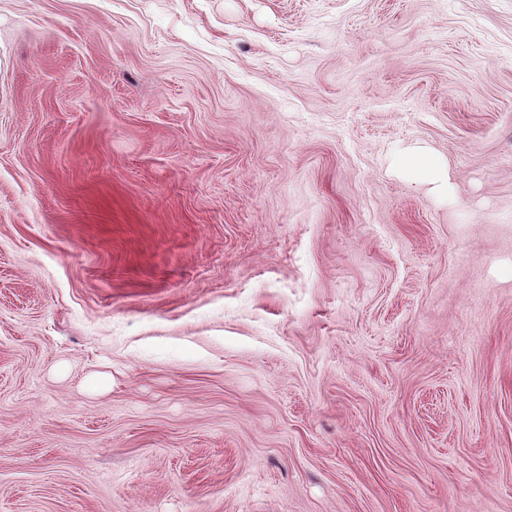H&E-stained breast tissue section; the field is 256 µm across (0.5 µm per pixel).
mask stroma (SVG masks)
<instances>
[{
  "mask_svg": "<svg viewBox=\"0 0 512 512\" xmlns=\"http://www.w3.org/2000/svg\"><path fill=\"white\" fill-rule=\"evenodd\" d=\"M0 512H512V0H0ZM400 163L425 182L434 185L436 190H447V170L444 164L433 154L422 149L410 150L401 155Z\"/></svg>",
  "mask_w": 512,
  "mask_h": 512,
  "instance_id": "stroma-1",
  "label": "stroma"
}]
</instances>
